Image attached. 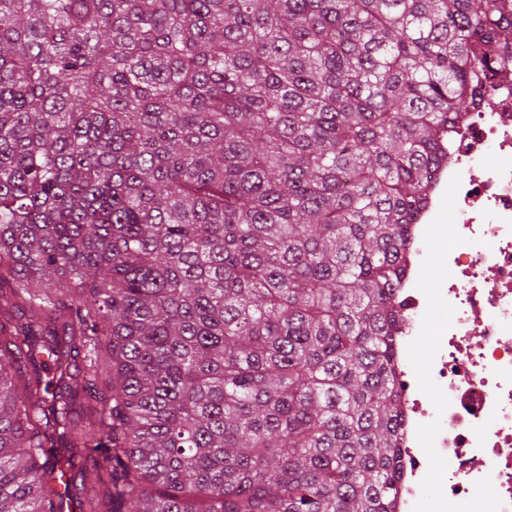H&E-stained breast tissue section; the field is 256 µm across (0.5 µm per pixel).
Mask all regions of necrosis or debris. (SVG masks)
Wrapping results in <instances>:
<instances>
[{"mask_svg":"<svg viewBox=\"0 0 512 512\" xmlns=\"http://www.w3.org/2000/svg\"><path fill=\"white\" fill-rule=\"evenodd\" d=\"M480 111L464 113L431 192H447L460 219L439 224L433 205L410 225L398 295L396 374L402 472L395 512H512V71ZM448 271L430 290L431 258ZM445 318L429 335L426 377L411 358L430 306ZM436 465L439 481L421 476Z\"/></svg>","mask_w":512,"mask_h":512,"instance_id":"1","label":"necrosis or debris"}]
</instances>
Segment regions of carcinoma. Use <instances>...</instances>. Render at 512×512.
<instances>
[{"mask_svg":"<svg viewBox=\"0 0 512 512\" xmlns=\"http://www.w3.org/2000/svg\"><path fill=\"white\" fill-rule=\"evenodd\" d=\"M506 70L512 0H0V512H393L407 226ZM91 494L90 484L82 480L78 470H76V479L74 486L71 487L70 499H67L65 506L66 512H82L85 509V502L87 497Z\"/></svg>","mask_w":512,"mask_h":512,"instance_id":"cac0c4a2","label":"carcinoma"}]
</instances>
